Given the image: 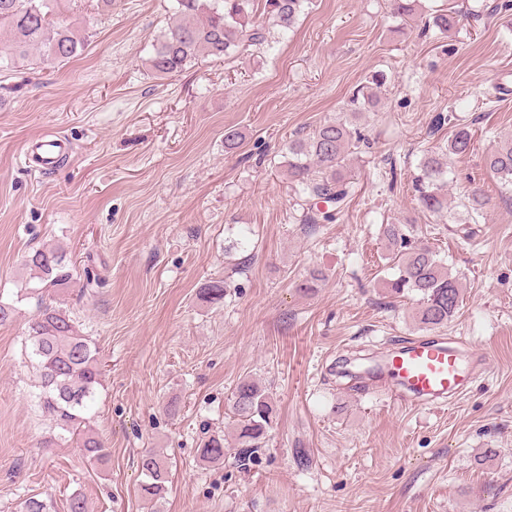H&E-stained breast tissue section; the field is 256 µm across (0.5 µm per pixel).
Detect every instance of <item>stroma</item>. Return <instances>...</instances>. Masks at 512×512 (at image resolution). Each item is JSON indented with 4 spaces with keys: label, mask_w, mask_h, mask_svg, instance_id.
<instances>
[{
    "label": "stroma",
    "mask_w": 512,
    "mask_h": 512,
    "mask_svg": "<svg viewBox=\"0 0 512 512\" xmlns=\"http://www.w3.org/2000/svg\"><path fill=\"white\" fill-rule=\"evenodd\" d=\"M506 0H426L459 15L448 32L418 17L402 27L388 0H314L292 32L256 13L270 48L204 58L172 77L144 66L174 21L172 0L61 4L54 20L85 29L78 56H38L0 71V512L30 497L67 512H512V196L485 157L512 137V9ZM387 75L359 121L370 140L352 162L340 218L309 229L288 179L290 138L338 117L366 76ZM456 114L474 149L448 161V198L487 196L471 239L423 212L408 183L425 151L446 143ZM242 134L224 152V134ZM72 144L48 175L28 142ZM412 222L416 241L448 260L463 302L443 339L487 359L460 400L439 410L354 389L344 360L421 336L412 299L384 282L385 224ZM67 253L58 298L100 351L102 385L87 418L110 457L83 456L37 405L19 299L27 253ZM314 270L326 282L306 293ZM229 284L223 301L200 296ZM245 378L270 391L273 422L247 467L206 463L220 432L234 447L231 395ZM176 402V413L166 406ZM163 453L172 481L158 505L136 488L140 451Z\"/></svg>",
    "instance_id": "stroma-1"
}]
</instances>
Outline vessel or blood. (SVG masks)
<instances>
[{
    "mask_svg": "<svg viewBox=\"0 0 512 512\" xmlns=\"http://www.w3.org/2000/svg\"><path fill=\"white\" fill-rule=\"evenodd\" d=\"M42 170L54 171L67 152L65 142L39 137L30 145ZM483 361L461 342L418 337L390 349L357 375L407 405L446 404L466 394Z\"/></svg>",
    "mask_w": 512,
    "mask_h": 512,
    "instance_id": "vessel-or-blood-1",
    "label": "vessel or blood"
}]
</instances>
